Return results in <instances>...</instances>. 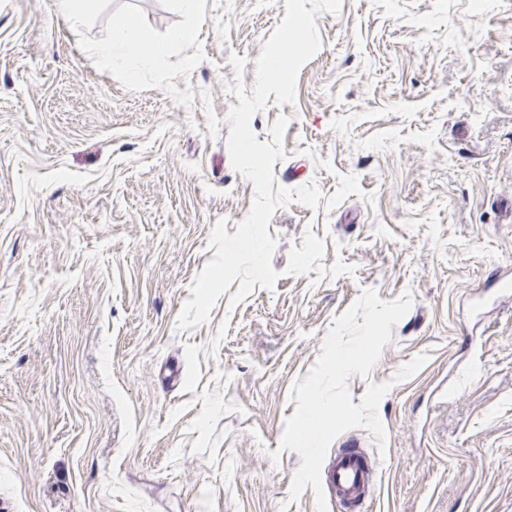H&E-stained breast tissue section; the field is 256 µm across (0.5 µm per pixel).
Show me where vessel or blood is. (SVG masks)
Instances as JSON below:
<instances>
[{
	"label": "vessel or blood",
	"instance_id": "1",
	"mask_svg": "<svg viewBox=\"0 0 512 512\" xmlns=\"http://www.w3.org/2000/svg\"><path fill=\"white\" fill-rule=\"evenodd\" d=\"M375 483L372 468L362 452L348 448L338 452L327 471L332 496L348 512L366 497Z\"/></svg>",
	"mask_w": 512,
	"mask_h": 512
}]
</instances>
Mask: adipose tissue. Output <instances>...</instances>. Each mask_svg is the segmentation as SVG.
<instances>
[{"label":"adipose tissue","instance_id":"1","mask_svg":"<svg viewBox=\"0 0 512 512\" xmlns=\"http://www.w3.org/2000/svg\"><path fill=\"white\" fill-rule=\"evenodd\" d=\"M190 35V29H180L171 33L167 41L157 42L146 34L136 35L128 28L118 29L108 40L92 44L91 50L111 59L116 66L133 64L159 70L166 66L171 49Z\"/></svg>","mask_w":512,"mask_h":512}]
</instances>
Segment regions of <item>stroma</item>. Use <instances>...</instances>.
Listing matches in <instances>:
<instances>
[{
	"label": "stroma",
	"instance_id": "obj_1",
	"mask_svg": "<svg viewBox=\"0 0 512 512\" xmlns=\"http://www.w3.org/2000/svg\"><path fill=\"white\" fill-rule=\"evenodd\" d=\"M285 0H0V512H316L280 441L293 385L365 291L407 314L328 448L376 470L361 512H512V0H342L285 116L279 278L203 325L178 315L251 209L230 159V55L255 61ZM127 26L175 47L136 74L91 52ZM427 360L397 380L405 362Z\"/></svg>",
	"mask_w": 512,
	"mask_h": 512
}]
</instances>
